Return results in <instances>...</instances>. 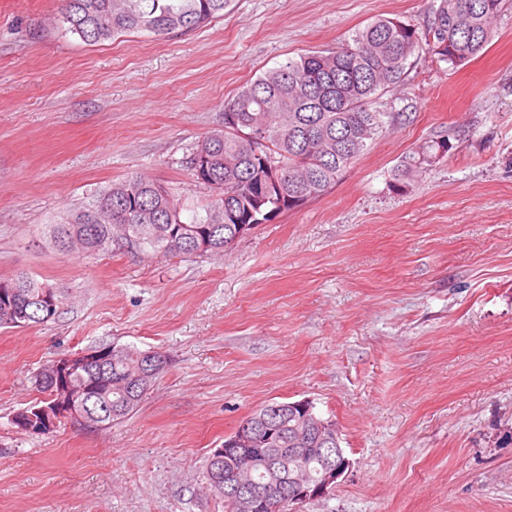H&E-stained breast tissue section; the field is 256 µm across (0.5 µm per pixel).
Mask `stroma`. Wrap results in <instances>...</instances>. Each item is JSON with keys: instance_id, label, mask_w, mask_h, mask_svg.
Listing matches in <instances>:
<instances>
[{"instance_id": "obj_1", "label": "stroma", "mask_w": 512, "mask_h": 512, "mask_svg": "<svg viewBox=\"0 0 512 512\" xmlns=\"http://www.w3.org/2000/svg\"><path fill=\"white\" fill-rule=\"evenodd\" d=\"M61 4L0 0V281L66 294L55 320L0 327V512H224L202 489L211 450L303 399L351 467L301 512H512V0L478 56L413 58L325 194L190 257L62 253L46 227L136 174L210 204L187 160L246 83L380 16L425 28L439 0H227L195 31L96 45ZM103 344L171 359L133 415L13 425L46 363ZM447 149L448 142L446 140L439 142L435 141L433 144L423 146L420 151L413 152L411 155L405 156V158L401 160L400 164L396 167V171H394V180H396V184L404 178L413 176L414 173L419 172V170L423 168L424 164L430 162L433 155L435 156L440 151H447Z\"/></svg>"}]
</instances>
